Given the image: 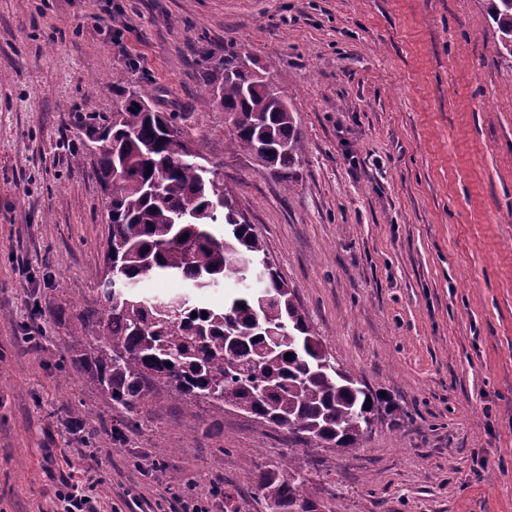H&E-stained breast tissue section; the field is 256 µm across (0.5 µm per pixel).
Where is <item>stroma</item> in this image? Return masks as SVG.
I'll return each mask as SVG.
<instances>
[{"mask_svg": "<svg viewBox=\"0 0 512 512\" xmlns=\"http://www.w3.org/2000/svg\"><path fill=\"white\" fill-rule=\"evenodd\" d=\"M272 63L304 145L293 188L234 151L204 47ZM148 86L224 175L329 352L375 397L355 449L309 457L324 512H512V61L482 0H0V512H177L172 479L264 512L288 448L234 409L164 402L115 441L60 358L97 299L109 223L85 130ZM60 477L63 490H60L58 498L64 503L63 512H99L94 500L85 491L84 485L79 484L78 480L74 481L71 473L68 476L61 473Z\"/></svg>", "mask_w": 512, "mask_h": 512, "instance_id": "1", "label": "stroma"}]
</instances>
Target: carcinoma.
Listing matches in <instances>:
<instances>
[{
  "mask_svg": "<svg viewBox=\"0 0 512 512\" xmlns=\"http://www.w3.org/2000/svg\"><path fill=\"white\" fill-rule=\"evenodd\" d=\"M483 8L496 25L501 56L512 59V0H483ZM200 56L209 104L232 124L233 147L293 187L304 152L294 112L271 82L243 67L245 54L226 50L215 61L203 48ZM123 95L112 121L88 128L86 137L93 144L106 130L112 135L95 157L108 197L109 251L124 287L100 279V303L76 316L80 331H96L94 342L72 362L112 400L118 439L160 409L161 390L208 400L218 411H244L263 429L291 430L298 447L260 472L256 495L266 512H299L314 503L303 491L304 456L338 444L353 448L373 424L375 406L364 408L372 394L350 389L352 372L323 344L295 289L266 262L265 241L220 173L204 170L201 154L186 149L192 141L175 116L144 111L150 97L141 88ZM171 128L180 142L168 139ZM216 225L223 226L220 236ZM245 262L262 266L263 286L233 288L223 307L205 306L208 290L247 279ZM154 276L179 278L186 288L142 294L138 285Z\"/></svg>",
  "mask_w": 512,
  "mask_h": 512,
  "instance_id": "obj_1",
  "label": "carcinoma"
}]
</instances>
